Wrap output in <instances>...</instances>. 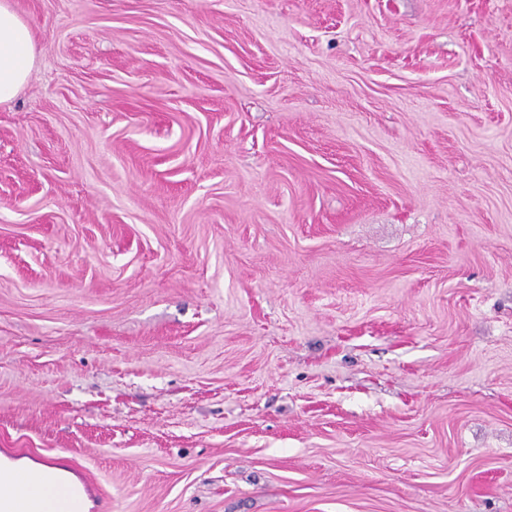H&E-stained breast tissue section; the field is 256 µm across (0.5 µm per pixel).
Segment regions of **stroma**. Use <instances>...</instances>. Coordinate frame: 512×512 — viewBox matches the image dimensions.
I'll return each mask as SVG.
<instances>
[{
  "instance_id": "1",
  "label": "stroma",
  "mask_w": 512,
  "mask_h": 512,
  "mask_svg": "<svg viewBox=\"0 0 512 512\" xmlns=\"http://www.w3.org/2000/svg\"><path fill=\"white\" fill-rule=\"evenodd\" d=\"M0 449L110 512H512V0H14ZM35 60L36 45L31 26L12 0H1L0 106L17 97L31 75ZM77 468L82 475L80 483L60 484L58 487L62 503L68 505L70 509L76 508L83 495L96 487V483L93 478L81 467L77 466Z\"/></svg>"
}]
</instances>
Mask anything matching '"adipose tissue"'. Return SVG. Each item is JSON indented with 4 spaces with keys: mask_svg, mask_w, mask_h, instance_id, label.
I'll return each mask as SVG.
<instances>
[{
    "mask_svg": "<svg viewBox=\"0 0 512 512\" xmlns=\"http://www.w3.org/2000/svg\"><path fill=\"white\" fill-rule=\"evenodd\" d=\"M36 45L28 21L13 0H0V106L11 103L35 66Z\"/></svg>",
    "mask_w": 512,
    "mask_h": 512,
    "instance_id": "adipose-tissue-1",
    "label": "adipose tissue"
}]
</instances>
